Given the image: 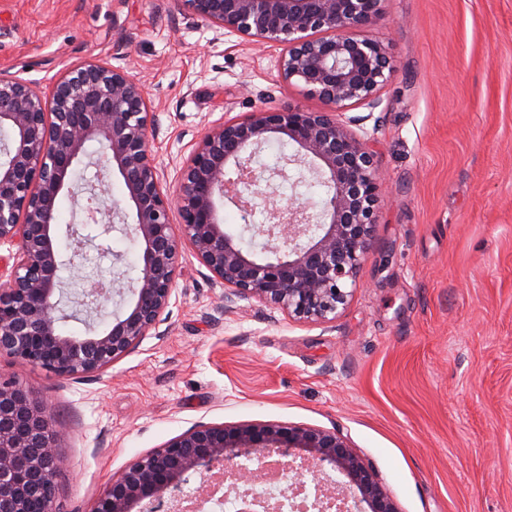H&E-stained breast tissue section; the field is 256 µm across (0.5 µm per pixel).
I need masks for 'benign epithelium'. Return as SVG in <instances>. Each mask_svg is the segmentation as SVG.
<instances>
[{"instance_id": "benign-epithelium-1", "label": "benign epithelium", "mask_w": 512, "mask_h": 512, "mask_svg": "<svg viewBox=\"0 0 512 512\" xmlns=\"http://www.w3.org/2000/svg\"><path fill=\"white\" fill-rule=\"evenodd\" d=\"M210 26L282 47L281 79L296 81L332 108L258 110L224 122L199 140L164 185L155 150L156 119L144 84L124 69L91 61L69 68L45 95L33 81L0 71V353L58 378L100 373L134 350L162 323L175 291L179 260L189 248L224 284V302L255 300L299 321L329 323L348 302L367 253L384 186L370 143L341 118V109L381 104L392 66L383 45L356 31L380 17L383 0H182ZM272 139L296 147L284 163L256 176L251 158ZM102 150L100 192L91 193L88 221L125 220L120 203L105 208L99 193L113 176L133 212L128 225L143 246L140 276L92 280L77 307L59 308L64 265L57 247L56 205L88 144ZM307 168L329 193L315 215L303 204H281L275 188L289 180V165ZM227 200L248 217L257 204L265 221L251 227L264 237L262 254L241 246L226 230L217 202ZM180 222H172V212ZM130 295L126 310L105 324L90 322L83 336L66 335L61 322L112 298ZM60 429L47 405L28 387L0 373V512H56L57 481L65 459ZM306 451L284 467L307 478L318 512H398L375 473L347 439L312 426L283 423L198 424L136 459L110 479L90 512H132L151 507L203 468L198 493L174 498V512H197L215 492L242 498L266 476L262 469L224 467L230 453L258 461L290 449ZM349 482L320 477L323 464Z\"/></svg>"}]
</instances>
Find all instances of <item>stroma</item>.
<instances>
[{
	"instance_id": "stroma-1",
	"label": "stroma",
	"mask_w": 512,
	"mask_h": 512,
	"mask_svg": "<svg viewBox=\"0 0 512 512\" xmlns=\"http://www.w3.org/2000/svg\"><path fill=\"white\" fill-rule=\"evenodd\" d=\"M366 37L393 64L371 139L387 190L346 307L327 325L224 287L184 253L158 333L102 373L63 380L8 354L61 429L59 512H90L113 475L198 423L336 432L398 512H512V0H383ZM279 46L215 30L180 0H0V71L50 90L96 60L145 84L166 183L203 134L266 109L326 111L279 75ZM62 193L57 222L84 237L61 275H140L122 223H86ZM278 199L319 212L326 187L294 172Z\"/></svg>"
}]
</instances>
